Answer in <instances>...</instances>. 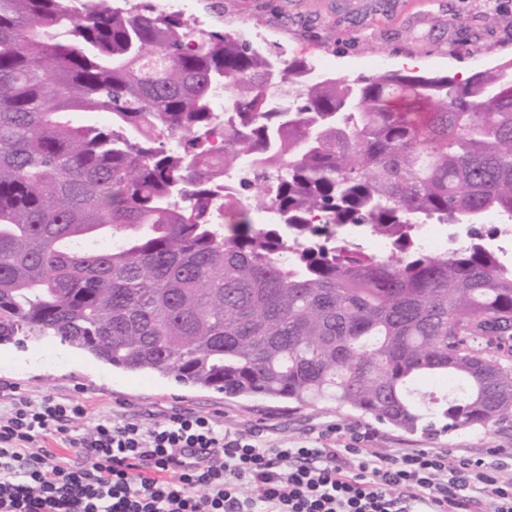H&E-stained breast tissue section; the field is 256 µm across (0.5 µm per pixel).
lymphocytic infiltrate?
Returning a JSON list of instances; mask_svg holds the SVG:
<instances>
[{"mask_svg":"<svg viewBox=\"0 0 512 512\" xmlns=\"http://www.w3.org/2000/svg\"><path fill=\"white\" fill-rule=\"evenodd\" d=\"M1 400L0 512H512V482L482 458L268 448L191 412L148 429L105 417L77 430L82 404Z\"/></svg>","mask_w":512,"mask_h":512,"instance_id":"f902f5d3","label":"lymphocytic infiltrate"}]
</instances>
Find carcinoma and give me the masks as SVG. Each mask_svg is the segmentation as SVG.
Here are the masks:
<instances>
[{"label":"carcinoma","mask_w":512,"mask_h":512,"mask_svg":"<svg viewBox=\"0 0 512 512\" xmlns=\"http://www.w3.org/2000/svg\"><path fill=\"white\" fill-rule=\"evenodd\" d=\"M505 69L349 81L176 14L0 0V344L55 336L125 372L407 433L511 417L490 338L512 340V265L481 237L431 255L414 234L512 216ZM228 181L245 198L216 224ZM268 211L280 223L255 226ZM425 379L448 387L434 405Z\"/></svg>","instance_id":"carcinoma-1"}]
</instances>
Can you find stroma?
Instances as JSON below:
<instances>
[{
	"mask_svg": "<svg viewBox=\"0 0 512 512\" xmlns=\"http://www.w3.org/2000/svg\"><path fill=\"white\" fill-rule=\"evenodd\" d=\"M189 21L228 31L247 26L260 32L257 45L283 60L329 57L336 76L354 81L371 76L368 59L387 54L389 68L402 71L414 60L424 75L467 77L477 58L512 57V0H191ZM34 396L81 403L87 415L78 427L101 417L131 418L152 426L175 411L212 416L225 430L254 434L270 448L281 444L344 446L350 430L368 432L370 447L394 455L406 448L449 451L506 464L512 473V417L490 431L462 429L407 433L333 404L289 409L261 397L180 385L151 373L112 368L59 338H25L0 345V386Z\"/></svg>",
	"mask_w": 512,
	"mask_h": 512,
	"instance_id": "1",
	"label": "stroma"
}]
</instances>
